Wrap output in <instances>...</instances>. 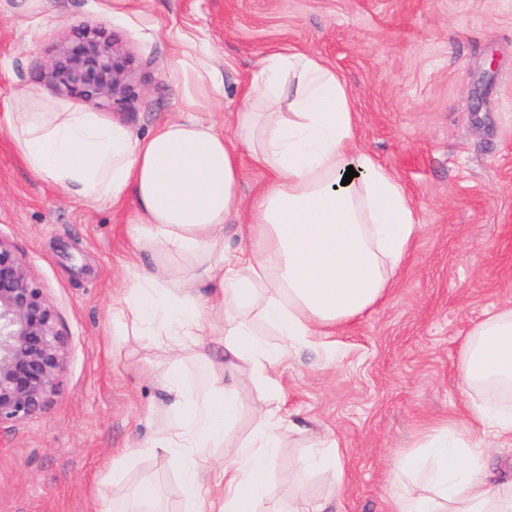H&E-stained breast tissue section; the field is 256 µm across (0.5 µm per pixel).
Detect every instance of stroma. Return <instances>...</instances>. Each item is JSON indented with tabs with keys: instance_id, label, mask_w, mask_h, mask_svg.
I'll use <instances>...</instances> for the list:
<instances>
[{
	"instance_id": "stroma-1",
	"label": "stroma",
	"mask_w": 512,
	"mask_h": 512,
	"mask_svg": "<svg viewBox=\"0 0 512 512\" xmlns=\"http://www.w3.org/2000/svg\"><path fill=\"white\" fill-rule=\"evenodd\" d=\"M123 51L126 92L71 97L133 136L197 110L230 123L274 51L319 56L346 83L355 143L403 186L420 229L382 298L332 344L292 348L276 371L297 430L277 453L270 512L328 494L283 473L318 437L338 442L344 485L329 512H389V459L435 425L469 427L460 351L488 313L512 307V0H0V239L46 288L69 340L60 394L0 427V512L123 506L145 480L159 512H183L177 463L138 450L164 432L162 349L108 334L129 269L152 266L130 236L134 198L88 204L29 172L6 128L16 90L61 94L47 67L85 31Z\"/></svg>"
}]
</instances>
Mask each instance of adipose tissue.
Wrapping results in <instances>:
<instances>
[{
	"mask_svg": "<svg viewBox=\"0 0 512 512\" xmlns=\"http://www.w3.org/2000/svg\"><path fill=\"white\" fill-rule=\"evenodd\" d=\"M7 128L25 167L48 183L90 203L137 201L132 236L153 267L130 273L114 334L120 346L133 337L167 347L172 360L160 383L178 418L144 452L179 458L189 512H266L273 462L296 424L282 412L273 376L288 351L268 345L251 315L289 344L315 342L378 301L418 230L401 184L355 145L345 82L315 55L274 52L227 131L189 112L135 138L102 113L29 88L16 91ZM246 157L269 176L248 209L240 193ZM241 219L251 247L226 246V225ZM219 334L217 364L208 347ZM187 359L204 374L199 386L186 382ZM244 369L264 384L256 427L248 441L228 443L224 430L245 406L236 388ZM458 373L484 438L475 444L440 426L394 453L392 512H512V481L491 484L485 470L488 449L512 445V397L502 391L512 386V308L473 328ZM219 445L216 462L210 450ZM320 445L286 482L299 489L320 471L341 487L342 451L326 438Z\"/></svg>",
	"mask_w": 512,
	"mask_h": 512,
	"instance_id": "obj_1",
	"label": "adipose tissue"
}]
</instances>
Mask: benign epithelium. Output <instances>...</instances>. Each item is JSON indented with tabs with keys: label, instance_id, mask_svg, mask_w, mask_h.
Segmentation results:
<instances>
[{
	"label": "benign epithelium",
	"instance_id": "7a95c632",
	"mask_svg": "<svg viewBox=\"0 0 512 512\" xmlns=\"http://www.w3.org/2000/svg\"><path fill=\"white\" fill-rule=\"evenodd\" d=\"M48 75L61 92L110 101L127 88L129 66L112 44L85 36L61 50ZM67 354L46 288L0 239V426L47 407L63 386Z\"/></svg>",
	"mask_w": 512,
	"mask_h": 512
}]
</instances>
